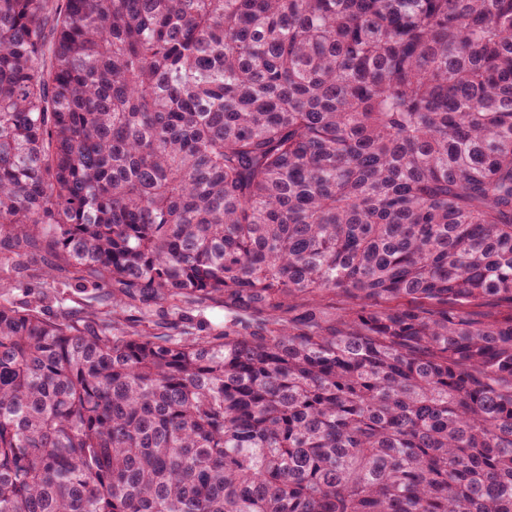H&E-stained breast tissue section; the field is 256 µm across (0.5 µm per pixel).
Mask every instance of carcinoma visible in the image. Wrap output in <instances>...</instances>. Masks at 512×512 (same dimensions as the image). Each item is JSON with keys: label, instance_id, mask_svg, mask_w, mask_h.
<instances>
[{"label": "carcinoma", "instance_id": "carcinoma-1", "mask_svg": "<svg viewBox=\"0 0 512 512\" xmlns=\"http://www.w3.org/2000/svg\"><path fill=\"white\" fill-rule=\"evenodd\" d=\"M30 250L111 309L0 300V512H512V0H0ZM177 313L166 308L157 310L139 329L144 328L156 336H209L224 331V323L230 319L220 301Z\"/></svg>", "mask_w": 512, "mask_h": 512}]
</instances>
